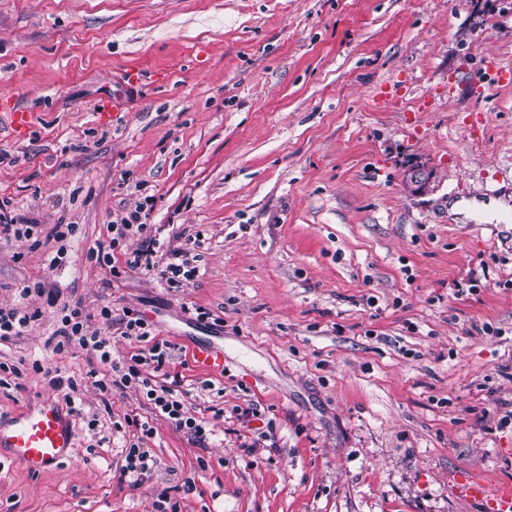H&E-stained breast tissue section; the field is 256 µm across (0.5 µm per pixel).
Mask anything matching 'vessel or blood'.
Segmentation results:
<instances>
[{
    "label": "vessel or blood",
    "instance_id": "1",
    "mask_svg": "<svg viewBox=\"0 0 512 512\" xmlns=\"http://www.w3.org/2000/svg\"><path fill=\"white\" fill-rule=\"evenodd\" d=\"M193 360L202 370H223L224 353L216 345L195 348ZM70 416L52 397L18 410L8 422H0V455L7 456L32 474L48 471L68 459L74 447ZM458 481L466 497L483 505L486 512H512V492L469 476Z\"/></svg>",
    "mask_w": 512,
    "mask_h": 512
}]
</instances>
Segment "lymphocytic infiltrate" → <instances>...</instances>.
<instances>
[{"instance_id": "obj_1", "label": "lymphocytic infiltrate", "mask_w": 512, "mask_h": 512, "mask_svg": "<svg viewBox=\"0 0 512 512\" xmlns=\"http://www.w3.org/2000/svg\"><path fill=\"white\" fill-rule=\"evenodd\" d=\"M147 219L148 213L142 204L116 215L110 226L112 237L109 244L91 250L90 258L95 259L100 267L108 269L115 278L120 277L122 268L126 267L155 272L161 284L170 289L183 287L184 283L194 280L198 272L196 255L184 248L162 250L159 240L146 233ZM135 235L141 238L139 246L132 250L124 248V240ZM33 294L44 298L48 306L61 308L57 326L45 342L51 354L61 355L78 347L92 351L101 363L108 366L106 373L92 370L81 379L62 375L57 369L44 368L43 377L49 386L58 389L64 387L74 394L88 386L102 392L114 386L140 389L157 416L193 439H206L205 427L185 405L180 378H173L168 385L157 382V374L163 373L172 359L174 346L169 341L156 338L140 311L126 308L116 316L111 308H101L102 319H118L124 336L141 344L138 352L129 358L116 359L112 356L109 339L91 329L89 318L82 308L61 304L58 287H48L39 282L34 287L22 288L19 296L25 299Z\"/></svg>"}]
</instances>
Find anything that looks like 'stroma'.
Listing matches in <instances>:
<instances>
[{
  "label": "stroma",
  "instance_id": "stroma-1",
  "mask_svg": "<svg viewBox=\"0 0 512 512\" xmlns=\"http://www.w3.org/2000/svg\"><path fill=\"white\" fill-rule=\"evenodd\" d=\"M488 52L512 65V0H0V206L43 233L0 239V305L46 281L93 316L141 310L208 431L197 443L138 390L87 388L71 460L1 465L0 512H155L163 495L177 512H484L457 475L512 486V229L452 210H512V85L491 84ZM13 107L37 116L21 137ZM416 163L433 173L421 193ZM145 198L157 237L201 244L185 287L137 270L109 288L87 257ZM33 304V330L0 343L1 421L64 402L33 362L98 365L50 355L59 313ZM208 343L223 373L192 365ZM236 405L257 417L223 418ZM134 442L158 461L139 483L122 472Z\"/></svg>",
  "mask_w": 512,
  "mask_h": 512
}]
</instances>
